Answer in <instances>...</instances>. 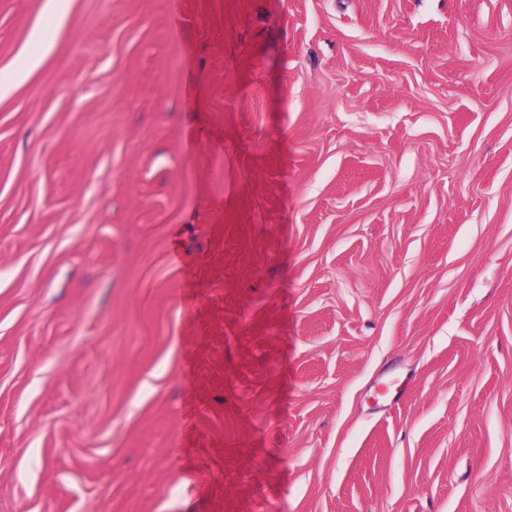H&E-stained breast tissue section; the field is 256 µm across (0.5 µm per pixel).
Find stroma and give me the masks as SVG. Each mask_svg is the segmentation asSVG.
Returning a JSON list of instances; mask_svg holds the SVG:
<instances>
[{
  "mask_svg": "<svg viewBox=\"0 0 512 512\" xmlns=\"http://www.w3.org/2000/svg\"><path fill=\"white\" fill-rule=\"evenodd\" d=\"M0 512H512V0H0Z\"/></svg>",
  "mask_w": 512,
  "mask_h": 512,
  "instance_id": "obj_1",
  "label": "stroma"
}]
</instances>
